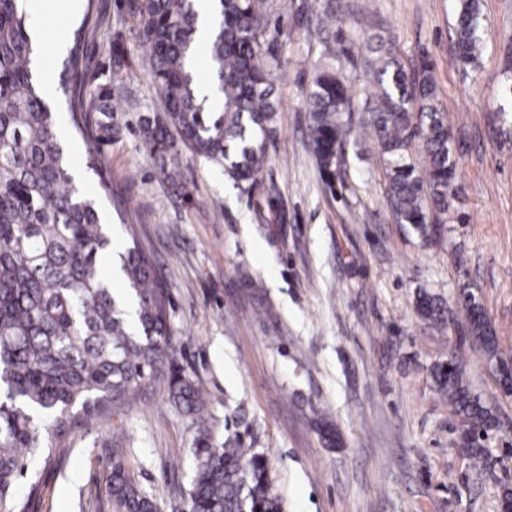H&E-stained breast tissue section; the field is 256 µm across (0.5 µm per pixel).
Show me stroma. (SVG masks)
<instances>
[{
  "instance_id": "obj_1",
  "label": "stroma",
  "mask_w": 512,
  "mask_h": 512,
  "mask_svg": "<svg viewBox=\"0 0 512 512\" xmlns=\"http://www.w3.org/2000/svg\"><path fill=\"white\" fill-rule=\"evenodd\" d=\"M138 0H79L75 11L41 18L46 47L38 65L60 69L85 12L108 26L90 34L80 84L88 99L111 90L112 140L87 146L70 124L69 103L49 89L68 162L80 190L111 211L100 180L129 205L142 248L170 298L177 364L210 397L209 429L220 440L264 451L284 512H500L512 490V396L472 343L457 293L484 306L501 347L512 356V124L499 119L512 63V0H480L477 66L456 61L450 33L454 0H347L345 46L355 92L368 36L390 40L405 71L421 55L434 63L457 166L444 238L424 244L395 223L385 198L386 171L362 126L346 148L343 198L321 182L308 144L302 100L319 58L317 36L297 26V0H264L278 30L283 62L272 84L278 133L256 184L183 151V192L158 174L139 133L142 115L163 102L141 68L146 54L133 21ZM121 45L122 63L113 47ZM454 311L447 326L422 320L419 289ZM456 353L473 393L499 419L484 468L455 446L461 419L435 390L431 368ZM335 426L329 444L315 416ZM123 464L160 503L190 512L195 431L160 381L123 416ZM109 420L79 426L43 471L28 512H112Z\"/></svg>"
}]
</instances>
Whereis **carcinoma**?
I'll return each mask as SVG.
<instances>
[{"mask_svg":"<svg viewBox=\"0 0 512 512\" xmlns=\"http://www.w3.org/2000/svg\"><path fill=\"white\" fill-rule=\"evenodd\" d=\"M457 61L477 62L481 52L478 0H456ZM217 22L199 41L195 0H140L134 18L147 47L146 76L164 101V111L142 118L140 135L159 174L176 190L181 180L180 148L224 164L236 182H257L266 162V143L275 136L278 102L271 77L281 66L276 43L266 39L268 14L260 0H211ZM343 0H309L295 5L297 23L325 33L319 69L305 92L308 133L320 178L331 196L343 195L340 158L352 124L362 125L387 170L386 196L394 219L409 224L427 242L439 240L444 225L430 218L448 212L456 163L450 150L448 117L440 108L433 64L424 56L412 75L403 70L379 35L367 38L365 71L370 90L355 99L342 72ZM84 17L61 69L58 86L67 91L83 60ZM199 52L210 62L220 93L210 105L201 95L191 64ZM27 0H0V512H28L41 489V472L60 454L58 442L83 421L122 416L142 390L165 381L173 403L196 426L195 461L189 490L191 512H282L264 452L228 448L206 422L208 401L196 381L175 369L169 298L152 259L138 242L113 251L112 228L95 202L74 184L62 138L34 69ZM98 96L99 134L110 140L114 127L108 104ZM77 131L89 126L82 90L71 97ZM419 145L425 168L410 153ZM126 288L110 287L113 257ZM459 309L469 335L494 367L503 391L512 390V358L472 292L460 294ZM421 319L448 322L452 310L422 292ZM435 390L467 424L485 431L496 425L492 407L470 388L465 366L451 355L432 369ZM455 444L472 465L486 456L467 431ZM124 448L112 449L107 488L113 512H160L155 497L125 471ZM27 496L21 497L19 484Z\"/></svg>","mask_w":512,"mask_h":512,"instance_id":"obj_1","label":"carcinoma"}]
</instances>
